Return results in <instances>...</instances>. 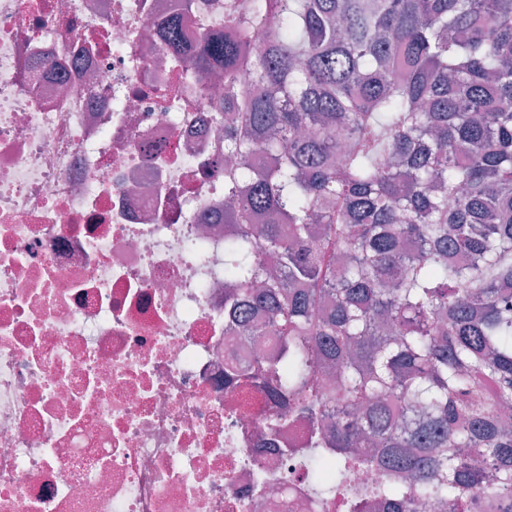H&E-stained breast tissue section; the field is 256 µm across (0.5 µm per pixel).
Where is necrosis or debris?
Wrapping results in <instances>:
<instances>
[{
  "label": "necrosis or debris",
  "mask_w": 512,
  "mask_h": 512,
  "mask_svg": "<svg viewBox=\"0 0 512 512\" xmlns=\"http://www.w3.org/2000/svg\"><path fill=\"white\" fill-rule=\"evenodd\" d=\"M180 9L0 0V512H347L224 380L282 344L224 333V84L159 40Z\"/></svg>",
  "instance_id": "4bbe7bcc"
}]
</instances>
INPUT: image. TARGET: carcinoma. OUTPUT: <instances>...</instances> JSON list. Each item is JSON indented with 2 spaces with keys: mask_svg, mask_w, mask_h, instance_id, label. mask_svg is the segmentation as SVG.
I'll list each match as a JSON object with an SVG mask.
<instances>
[{
  "mask_svg": "<svg viewBox=\"0 0 512 512\" xmlns=\"http://www.w3.org/2000/svg\"><path fill=\"white\" fill-rule=\"evenodd\" d=\"M190 59L237 110L226 317L282 340L258 386L310 426L312 489L335 498L338 455L383 473L373 509L480 487L512 512V0H237Z\"/></svg>",
  "mask_w": 512,
  "mask_h": 512,
  "instance_id": "obj_1",
  "label": "carcinoma"
}]
</instances>
